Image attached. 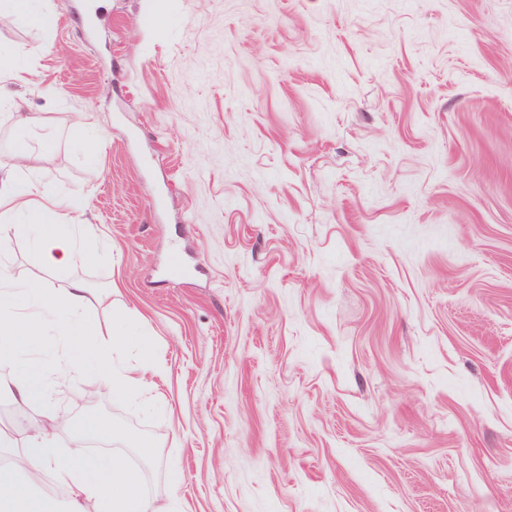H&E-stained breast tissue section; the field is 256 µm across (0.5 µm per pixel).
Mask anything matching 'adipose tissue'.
I'll return each mask as SVG.
<instances>
[{"mask_svg":"<svg viewBox=\"0 0 512 512\" xmlns=\"http://www.w3.org/2000/svg\"><path fill=\"white\" fill-rule=\"evenodd\" d=\"M44 192L32 179L0 191V217L13 221L15 238L30 244L41 262L64 270L82 256L77 225L69 210L84 207L81 195L41 204ZM91 290L80 279L62 289L37 281L17 283L0 277V364L20 366V374L0 387L14 402H46L54 382H84L108 388L114 397L130 396L143 384L142 370L116 361L127 337H101L88 315ZM0 447L19 451L25 470L0 465V512H56V502L37 494L43 474L67 487L73 505L91 503L95 512H157L141 491L139 473L109 454L84 448L59 456L49 429L37 428L23 448L0 431Z\"/></svg>","mask_w":512,"mask_h":512,"instance_id":"obj_1","label":"adipose tissue"}]
</instances>
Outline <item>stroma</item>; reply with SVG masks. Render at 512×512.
Segmentation results:
<instances>
[{
  "label": "stroma",
  "instance_id": "obj_1",
  "mask_svg": "<svg viewBox=\"0 0 512 512\" xmlns=\"http://www.w3.org/2000/svg\"><path fill=\"white\" fill-rule=\"evenodd\" d=\"M34 7L52 23L0 8V188L81 194L86 257L44 268L0 222V267L83 279L102 333L116 315L136 333L120 360L153 371L98 405L144 494L512 512V0ZM81 397L0 403V427L49 425L67 448Z\"/></svg>",
  "mask_w": 512,
  "mask_h": 512
}]
</instances>
